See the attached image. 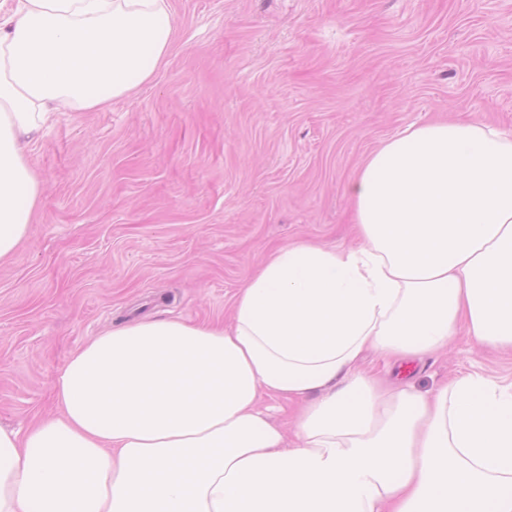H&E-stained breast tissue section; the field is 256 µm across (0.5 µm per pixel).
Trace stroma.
Returning a JSON list of instances; mask_svg holds the SVG:
<instances>
[{
    "mask_svg": "<svg viewBox=\"0 0 512 512\" xmlns=\"http://www.w3.org/2000/svg\"><path fill=\"white\" fill-rule=\"evenodd\" d=\"M177 37L135 95L30 145L43 201L0 265V425L57 415L52 384L112 325L229 321L268 250L355 246L346 186L410 125L512 130V0H173ZM361 371L428 392L512 385V354L457 337Z\"/></svg>",
    "mask_w": 512,
    "mask_h": 512,
    "instance_id": "1",
    "label": "stroma"
}]
</instances>
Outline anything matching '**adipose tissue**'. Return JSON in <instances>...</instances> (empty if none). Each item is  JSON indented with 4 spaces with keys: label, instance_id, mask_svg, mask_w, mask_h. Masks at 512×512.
<instances>
[{
    "label": "adipose tissue",
    "instance_id": "1",
    "mask_svg": "<svg viewBox=\"0 0 512 512\" xmlns=\"http://www.w3.org/2000/svg\"><path fill=\"white\" fill-rule=\"evenodd\" d=\"M0 13V264L43 185L24 150L62 112L151 82L171 0H14ZM348 192L359 245L272 250L224 327L129 320L53 382L57 417L0 427V512H512V388L384 389L365 351L512 348V132L407 127ZM302 401L295 440L259 407Z\"/></svg>",
    "mask_w": 512,
    "mask_h": 512
}]
</instances>
